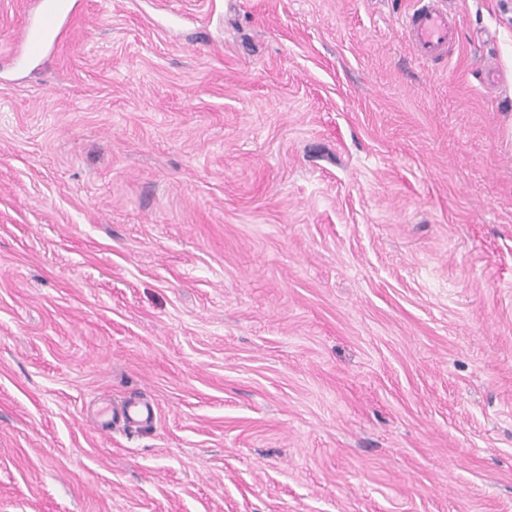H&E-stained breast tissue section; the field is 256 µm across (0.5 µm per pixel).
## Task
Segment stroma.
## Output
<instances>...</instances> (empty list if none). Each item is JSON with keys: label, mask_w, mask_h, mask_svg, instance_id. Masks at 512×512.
<instances>
[{"label": "stroma", "mask_w": 512, "mask_h": 512, "mask_svg": "<svg viewBox=\"0 0 512 512\" xmlns=\"http://www.w3.org/2000/svg\"><path fill=\"white\" fill-rule=\"evenodd\" d=\"M447 2L78 0L22 70L0 0V512H512V0ZM446 0H414L401 20L410 42L425 60L442 59L456 40Z\"/></svg>", "instance_id": "1"}]
</instances>
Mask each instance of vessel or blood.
Segmentation results:
<instances>
[{"mask_svg":"<svg viewBox=\"0 0 512 512\" xmlns=\"http://www.w3.org/2000/svg\"><path fill=\"white\" fill-rule=\"evenodd\" d=\"M34 19L21 32L24 59L41 57L58 47L74 13L67 0H33ZM412 45L426 60L447 56L456 40V29L448 17L447 0H413L401 20Z\"/></svg>","mask_w":512,"mask_h":512,"instance_id":"vessel-or-blood-1","label":"vessel or blood"}]
</instances>
